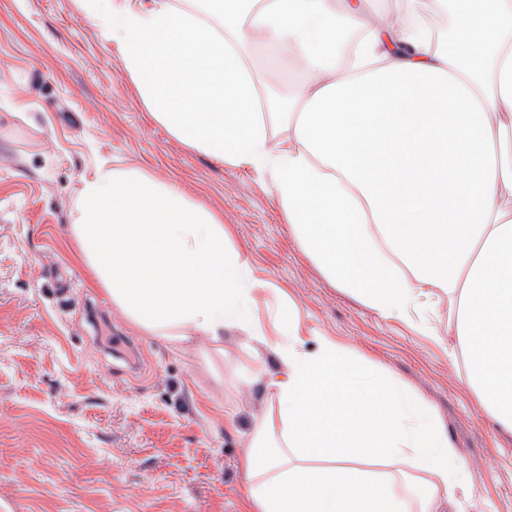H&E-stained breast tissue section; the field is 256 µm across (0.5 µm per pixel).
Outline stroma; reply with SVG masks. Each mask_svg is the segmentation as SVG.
I'll list each match as a JSON object with an SVG mask.
<instances>
[{"instance_id": "35a3bbf8", "label": "stroma", "mask_w": 512, "mask_h": 512, "mask_svg": "<svg viewBox=\"0 0 512 512\" xmlns=\"http://www.w3.org/2000/svg\"><path fill=\"white\" fill-rule=\"evenodd\" d=\"M106 165L180 187L221 216L255 279L265 329L290 302L306 348L330 336L401 378L467 473L459 512H512V437L482 413L447 341L381 318L294 238L271 180L169 137L77 0H0V512H239L238 459L277 359L228 330L175 345L91 287L68 238L82 176ZM132 350L106 349L91 313Z\"/></svg>"}]
</instances>
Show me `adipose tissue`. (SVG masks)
Instances as JSON below:
<instances>
[{
	"instance_id": "ef3b65f1",
	"label": "adipose tissue",
	"mask_w": 512,
	"mask_h": 512,
	"mask_svg": "<svg viewBox=\"0 0 512 512\" xmlns=\"http://www.w3.org/2000/svg\"><path fill=\"white\" fill-rule=\"evenodd\" d=\"M78 2L173 138L268 175L330 281L428 336L448 304V354L512 434V0H457L466 36L450 42L416 23L446 0H390L378 23L366 0ZM340 23L364 35L348 66ZM257 49L299 76L281 107L248 61ZM69 232L141 331L184 344L235 328L275 354L239 460L241 512H448L464 465L447 430L394 375L357 384L332 337L307 351L293 320L266 335L255 311L270 286L227 247L219 215L101 166L80 181Z\"/></svg>"
}]
</instances>
